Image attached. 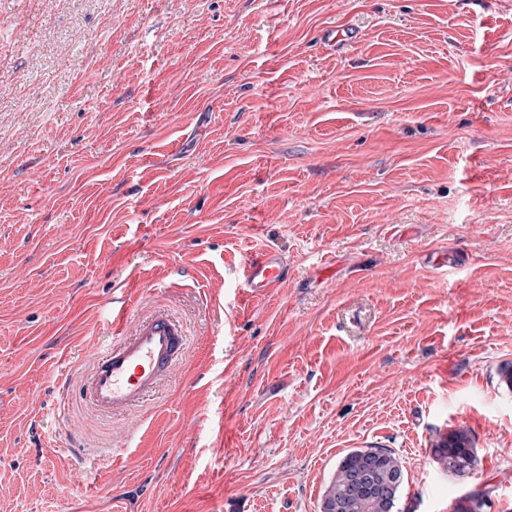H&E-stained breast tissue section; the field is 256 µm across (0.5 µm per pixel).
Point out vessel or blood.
<instances>
[{"mask_svg":"<svg viewBox=\"0 0 512 512\" xmlns=\"http://www.w3.org/2000/svg\"><path fill=\"white\" fill-rule=\"evenodd\" d=\"M285 276L284 263L272 250L251 257L240 273L256 298L283 283ZM186 344L185 330L169 318L158 316L140 324L94 360L86 384L91 403L112 413L126 410L157 386Z\"/></svg>","mask_w":512,"mask_h":512,"instance_id":"vessel-or-blood-1","label":"vessel or blood"}]
</instances>
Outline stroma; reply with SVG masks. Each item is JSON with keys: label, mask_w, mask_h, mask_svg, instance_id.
<instances>
[{"label": "stroma", "mask_w": 512, "mask_h": 512, "mask_svg": "<svg viewBox=\"0 0 512 512\" xmlns=\"http://www.w3.org/2000/svg\"><path fill=\"white\" fill-rule=\"evenodd\" d=\"M159 311L171 376L84 403ZM507 363L512 0H0V512H321L366 446L512 512ZM286 269L282 258L273 250H266L251 257L240 273L249 295L263 296L269 288L284 282ZM435 461L448 473L459 477L472 474L475 453L469 431L460 427L439 438L431 450Z\"/></svg>", "instance_id": "stroma-1"}]
</instances>
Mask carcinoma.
<instances>
[{
    "mask_svg": "<svg viewBox=\"0 0 512 512\" xmlns=\"http://www.w3.org/2000/svg\"><path fill=\"white\" fill-rule=\"evenodd\" d=\"M372 453L371 447L354 448L342 457L324 491L322 512H396L405 477L403 462L391 450L381 449L362 485L357 477ZM432 455L449 473L470 475L475 453L469 431L460 427L441 436ZM483 498L474 491L462 494L455 499L454 512H481Z\"/></svg>",
    "mask_w": 512,
    "mask_h": 512,
    "instance_id": "carcinoma-1",
    "label": "carcinoma"
}]
</instances>
